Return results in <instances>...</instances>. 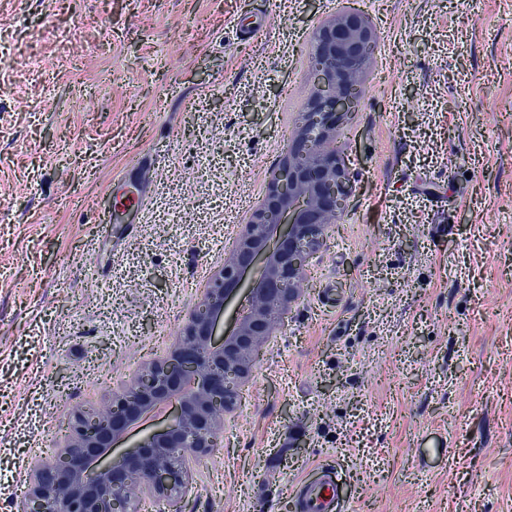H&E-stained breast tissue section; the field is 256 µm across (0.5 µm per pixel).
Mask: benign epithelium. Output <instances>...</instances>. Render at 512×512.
<instances>
[{
	"instance_id": "1",
	"label": "benign epithelium",
	"mask_w": 512,
	"mask_h": 512,
	"mask_svg": "<svg viewBox=\"0 0 512 512\" xmlns=\"http://www.w3.org/2000/svg\"><path fill=\"white\" fill-rule=\"evenodd\" d=\"M374 46L372 28L355 12L316 30L314 91L298 130L181 339L112 395L108 420L74 413L65 448L49 463H28L36 482L27 512H135L133 482L158 501L186 491L189 457L218 446L224 415L254 373L258 345L297 301L307 259L350 193L347 167L331 141L360 105L356 78ZM226 315L234 320L230 334Z\"/></svg>"
}]
</instances>
